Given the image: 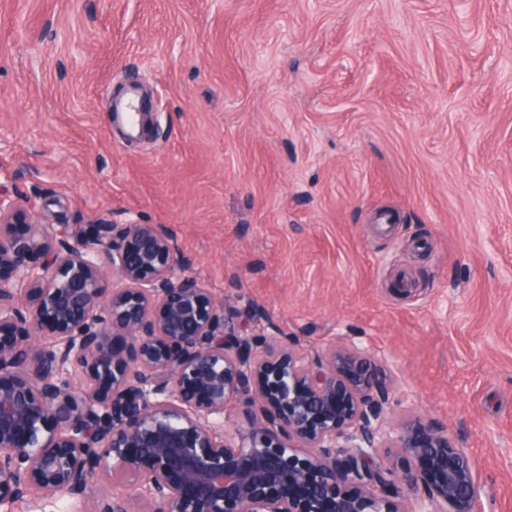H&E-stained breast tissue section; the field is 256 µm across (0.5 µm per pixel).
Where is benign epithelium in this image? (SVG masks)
I'll return each instance as SVG.
<instances>
[{
  "label": "benign epithelium",
  "instance_id": "1",
  "mask_svg": "<svg viewBox=\"0 0 512 512\" xmlns=\"http://www.w3.org/2000/svg\"><path fill=\"white\" fill-rule=\"evenodd\" d=\"M188 268L160 224L59 238L0 191L5 512L34 494L87 512H400L407 493L412 512H475L465 450L429 419L389 423L363 348L307 360L258 310L243 333ZM99 479L114 493L94 500Z\"/></svg>",
  "mask_w": 512,
  "mask_h": 512
}]
</instances>
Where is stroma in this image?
Segmentation results:
<instances>
[{
  "label": "stroma",
  "mask_w": 512,
  "mask_h": 512,
  "mask_svg": "<svg viewBox=\"0 0 512 512\" xmlns=\"http://www.w3.org/2000/svg\"><path fill=\"white\" fill-rule=\"evenodd\" d=\"M0 190L163 225L238 328L365 348L512 512V0H0Z\"/></svg>",
  "instance_id": "stroma-1"
}]
</instances>
